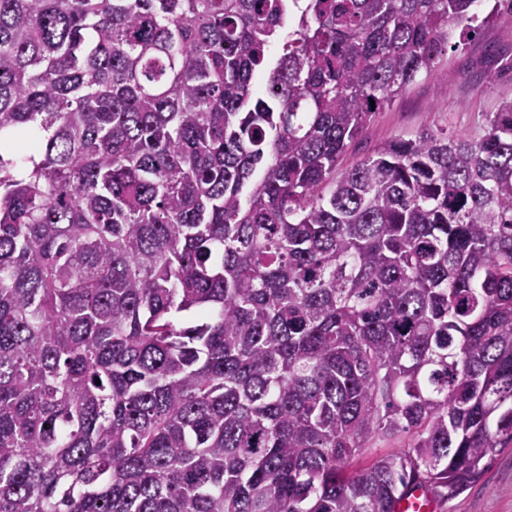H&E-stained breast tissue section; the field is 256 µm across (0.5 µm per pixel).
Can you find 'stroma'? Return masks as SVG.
Instances as JSON below:
<instances>
[{
	"instance_id": "stroma-1",
	"label": "stroma",
	"mask_w": 512,
	"mask_h": 512,
	"mask_svg": "<svg viewBox=\"0 0 512 512\" xmlns=\"http://www.w3.org/2000/svg\"><path fill=\"white\" fill-rule=\"evenodd\" d=\"M495 81H488V73ZM512 101V11L501 9L478 34L454 36L436 69L421 75L377 112L362 138L339 158L344 172L396 137L440 127L478 136L486 117ZM448 512H512V447L464 493Z\"/></svg>"
}]
</instances>
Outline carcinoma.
<instances>
[{
	"mask_svg": "<svg viewBox=\"0 0 512 512\" xmlns=\"http://www.w3.org/2000/svg\"><path fill=\"white\" fill-rule=\"evenodd\" d=\"M478 2L0 0V512L444 507L512 447V102L336 176ZM399 512H436L437 504L431 496L422 497L420 491L407 495L397 504Z\"/></svg>",
	"mask_w": 512,
	"mask_h": 512,
	"instance_id": "carcinoma-1",
	"label": "carcinoma"
}]
</instances>
